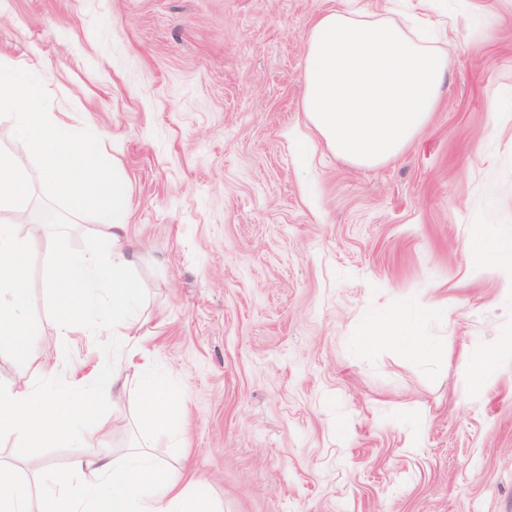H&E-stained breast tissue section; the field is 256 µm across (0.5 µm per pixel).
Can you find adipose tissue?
I'll use <instances>...</instances> for the list:
<instances>
[{
	"label": "adipose tissue",
	"instance_id": "ef3b65f1",
	"mask_svg": "<svg viewBox=\"0 0 512 512\" xmlns=\"http://www.w3.org/2000/svg\"><path fill=\"white\" fill-rule=\"evenodd\" d=\"M19 62L0 63V108L12 110L20 134L43 160L41 187L60 196L72 178L89 183L99 202L97 216L108 230L112 257L74 254L60 240L46 243L57 278L111 292L112 322L122 336L136 333L135 297L127 272L142 258L124 248L127 224L117 213L127 200L124 178H102L95 139L82 135L62 112L46 111L36 85L19 84ZM447 55L410 36L393 17L364 19L347 9H329L314 22L303 72L302 108L312 127L340 158L362 167L398 158L435 112L448 81ZM29 175L0 152V212L23 211L31 199ZM33 245L24 225L0 224V341L31 335L18 282ZM111 276H104V266ZM140 418L134 445L122 458L85 439V452L72 466L77 485L50 477L49 512H216L203 492L179 485L151 453L157 434L176 423L165 385L141 374ZM0 460V512H34L33 483L19 480Z\"/></svg>",
	"mask_w": 512,
	"mask_h": 512
}]
</instances>
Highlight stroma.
<instances>
[{"mask_svg": "<svg viewBox=\"0 0 512 512\" xmlns=\"http://www.w3.org/2000/svg\"><path fill=\"white\" fill-rule=\"evenodd\" d=\"M336 7L448 28V85L395 161L342 160L302 112L306 42ZM0 58L128 184L139 329L101 447L133 443L149 368L186 421L153 453L219 512H512V365L480 389L466 366L512 336V253L479 268L465 248L512 241V0H0ZM0 152L40 181L4 109ZM31 208L61 216L40 230L66 250L108 252L92 209L38 191ZM45 261L34 246V332L0 344V382L84 387L105 357L48 316ZM396 315L439 355L368 340ZM83 451L0 443L23 478H67Z\"/></svg>", "mask_w": 512, "mask_h": 512, "instance_id": "1", "label": "stroma"}]
</instances>
